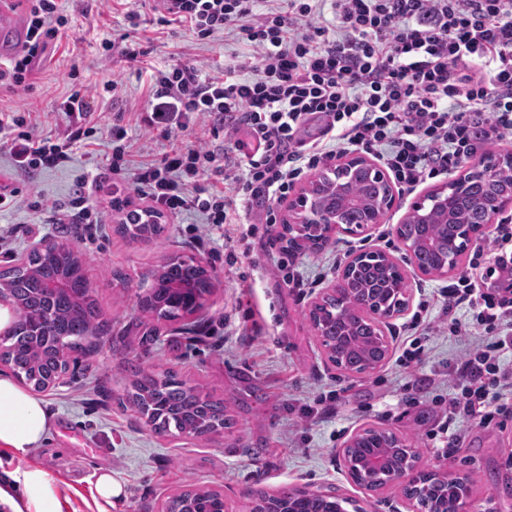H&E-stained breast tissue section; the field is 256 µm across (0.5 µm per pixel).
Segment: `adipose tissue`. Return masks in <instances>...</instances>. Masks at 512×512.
Returning a JSON list of instances; mask_svg holds the SVG:
<instances>
[{"mask_svg":"<svg viewBox=\"0 0 512 512\" xmlns=\"http://www.w3.org/2000/svg\"><path fill=\"white\" fill-rule=\"evenodd\" d=\"M52 417L42 401L7 378H0V449L24 452L39 447ZM21 493L28 512H62L47 474L31 467L22 474Z\"/></svg>","mask_w":512,"mask_h":512,"instance_id":"1","label":"adipose tissue"}]
</instances>
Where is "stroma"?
<instances>
[{"label":"stroma","instance_id":"35a3bbf8","mask_svg":"<svg viewBox=\"0 0 512 512\" xmlns=\"http://www.w3.org/2000/svg\"><path fill=\"white\" fill-rule=\"evenodd\" d=\"M60 5L71 29L59 46L49 49L32 88L0 92V110H30L44 135L55 134L62 124L54 106L70 90L68 73L75 63L87 85L123 77L128 110L143 105L147 78L138 77L123 58L106 56L101 47L102 39L127 30V13L146 19L142 35L158 45L150 58L156 67L173 58H197L205 61L208 74L219 76L225 59L247 50L244 43L221 36L197 44L184 24H151L143 0H60ZM106 155L105 146L93 144L66 166L29 179L16 175L7 155L0 154V185L31 186L45 203L63 201L85 176L105 166ZM410 204V199H399L369 235H338L336 243L317 253L285 251L278 227L264 224L216 230L202 248L185 225L173 220L167 221L164 238L122 237L116 231L121 214L114 210L105 211L99 224H49L44 215L26 208L0 214V225L16 229L10 253L0 254V266L20 263L44 238L68 236L112 327L89 360L72 366L62 384L40 392L52 415L51 429L40 447L24 454L0 453V486L19 496L22 472L35 466L48 474L63 512H161L169 497L193 487L220 491L228 512H252L259 494L285 485L337 490L358 512H407L402 487L375 494L360 489L347 476L337 450L358 429L375 425L414 443L423 465L440 462L427 434L442 424L444 406L417 392L411 379L447 370L465 342L444 334L432 337L426 357L411 374L398 369L394 358L414 313L441 281L409 273V311L389 328L394 358L361 374L345 373L328 361L309 309L351 253L382 250L403 261L393 229L404 221ZM232 255L237 258L233 264L228 261ZM175 256H192L207 265L214 275L212 292L204 307L183 321L146 318L137 309V296L150 288L152 272ZM281 260L298 271L305 287L283 286L276 268ZM116 269L125 273V283L113 280ZM255 313L265 323L259 336L249 333ZM130 359L175 369L189 384L222 398L233 427L203 441L156 436L122 405L128 384L124 365ZM331 391L338 395L331 415L301 419V406L316 404ZM463 433L462 448L443 462L469 476L472 512H512V419L486 426L469 421ZM103 472L125 484L124 498L112 506L93 497L96 477Z\"/></svg>","mask_w":512,"mask_h":512}]
</instances>
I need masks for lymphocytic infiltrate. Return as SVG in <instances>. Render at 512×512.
Returning a JSON list of instances; mask_svg holds the SVG:
<instances>
[{
    "mask_svg": "<svg viewBox=\"0 0 512 512\" xmlns=\"http://www.w3.org/2000/svg\"><path fill=\"white\" fill-rule=\"evenodd\" d=\"M26 16L22 53L0 61V87H29L50 43L69 27L58 0H16ZM161 26L188 25L197 41L233 35L250 48L232 55L224 74L178 59L150 74L137 125L186 143L134 162L135 141L124 112L101 123L97 91L121 100V79L101 88L73 86L55 109L66 121L56 134L34 131L26 111L0 113V152L16 172L32 175L69 163L108 137L103 172L79 183L63 203L32 196L29 209L49 211L53 224H97L94 199L111 209L132 195L158 216L197 213L218 229L252 213L279 222V206L307 173L336 154L370 155L399 193L448 175L478 153L512 142V0H151ZM211 140L196 141L199 121ZM491 260L512 279V213L494 225L472 267ZM440 325L472 336L455 360L453 391L439 430L429 438L439 457L456 452L459 424L512 417V289L486 288L469 276L440 288Z\"/></svg>",
    "mask_w": 512,
    "mask_h": 512,
    "instance_id": "1",
    "label": "lymphocytic infiltrate"
}]
</instances>
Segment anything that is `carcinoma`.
<instances>
[{
  "instance_id": "obj_1",
  "label": "carcinoma",
  "mask_w": 512,
  "mask_h": 512,
  "mask_svg": "<svg viewBox=\"0 0 512 512\" xmlns=\"http://www.w3.org/2000/svg\"><path fill=\"white\" fill-rule=\"evenodd\" d=\"M374 181L354 174L349 196L368 197ZM340 212L345 224H359L364 210L348 204L343 197L328 198ZM481 216L460 203L450 216L432 212L422 224H405L404 234L417 241L416 263L438 268L448 253V241L457 224H478ZM122 234L132 238H161L166 225L149 212L130 210L119 225ZM372 273L363 268L350 278L351 291L344 303L329 298L312 318V327L324 346L336 348V337L352 325L354 341L337 353V366L354 373L365 371L376 344L372 325L364 318L351 321L360 309L363 293ZM5 289L16 306V320L7 336L0 338V360L15 378L34 391L47 389L48 382L62 372L66 363L88 358L96 351L110 328L93 295L83 264L72 241L53 239L32 251L19 265L0 268V289ZM208 271L192 258L175 257L152 274L149 291L138 297L139 310L157 319L177 320L192 313L184 297L200 299L210 292ZM130 390L126 402L158 435H189L205 440L212 433L234 425L224 400L215 399L198 386L180 379L167 369L155 372L139 361L126 366ZM302 499V512H330L321 496L314 492L299 494L290 486L279 488L273 498L279 502ZM224 495L209 489L186 490L165 502L163 512H225Z\"/></svg>"
}]
</instances>
